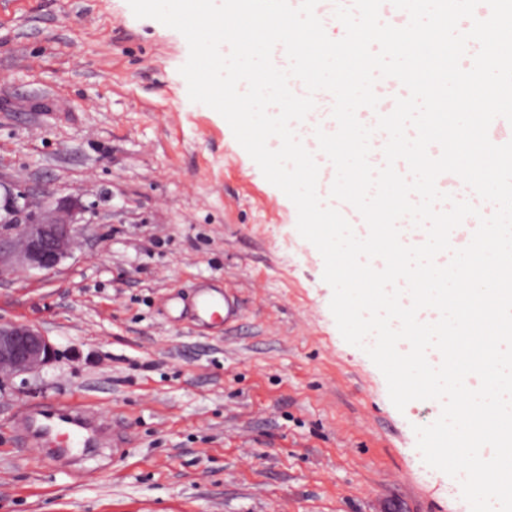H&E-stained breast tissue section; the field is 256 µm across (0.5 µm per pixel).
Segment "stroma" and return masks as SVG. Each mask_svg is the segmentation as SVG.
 Wrapping results in <instances>:
<instances>
[{
	"label": "stroma",
	"instance_id": "1",
	"mask_svg": "<svg viewBox=\"0 0 512 512\" xmlns=\"http://www.w3.org/2000/svg\"><path fill=\"white\" fill-rule=\"evenodd\" d=\"M177 31L127 0H0V180L73 206L57 270L0 281L56 349L0 384V512H470L427 466L429 401L392 404L342 338L319 251L226 120L190 101ZM239 318L200 330L196 289ZM81 404L125 430L47 464L16 417Z\"/></svg>",
	"mask_w": 512,
	"mask_h": 512
}]
</instances>
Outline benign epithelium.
I'll return each mask as SVG.
<instances>
[{
    "label": "benign epithelium",
    "mask_w": 512,
    "mask_h": 512,
    "mask_svg": "<svg viewBox=\"0 0 512 512\" xmlns=\"http://www.w3.org/2000/svg\"><path fill=\"white\" fill-rule=\"evenodd\" d=\"M0 215V279L20 269L53 271L73 252L80 233L70 208L34 210L29 190L6 189ZM55 348L34 325L0 321V380L33 372L52 362Z\"/></svg>",
    "instance_id": "benign-epithelium-1"
}]
</instances>
